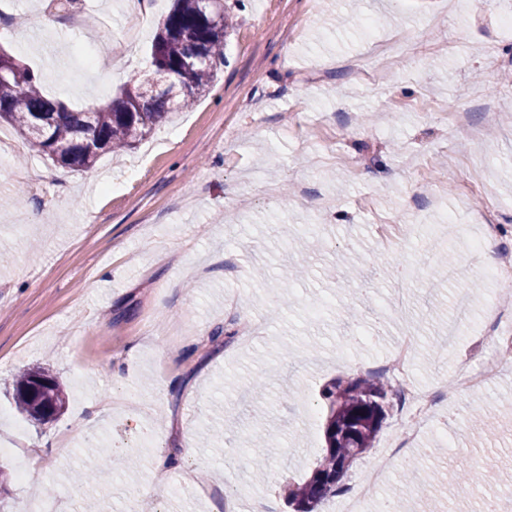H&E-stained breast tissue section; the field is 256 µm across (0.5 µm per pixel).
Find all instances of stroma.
Wrapping results in <instances>:
<instances>
[{"label": "stroma", "mask_w": 512, "mask_h": 512, "mask_svg": "<svg viewBox=\"0 0 512 512\" xmlns=\"http://www.w3.org/2000/svg\"><path fill=\"white\" fill-rule=\"evenodd\" d=\"M171 6L160 0L145 19L127 0H55L49 10L0 0V47L53 74L46 94L87 111L151 77L147 49ZM224 13L225 64L210 92L120 157L64 168L0 124L11 143L0 150V252L10 256L0 264V443L11 449L0 459V512H25L44 483L56 484L60 512L91 502L128 512L139 498L154 512H210L222 495L237 512L260 500L293 512L285 490L325 448V382L375 371L415 330L414 380L436 385L456 354L436 358L433 340L471 281L482 283L475 321L512 313L483 274L490 256L512 258V0H224ZM104 34L117 46L106 56ZM31 170L47 175L34 189L23 179ZM424 185L440 206L421 196ZM484 212L500 234L466 256L467 278L445 282L420 262L482 235ZM313 225L315 253L305 246ZM353 257L361 276L349 283ZM298 268L304 277L292 279ZM230 322L251 326L254 340L211 341ZM28 365L63 383L58 420L16 411L12 377ZM510 401L512 366L486 391L444 390L409 451L416 480H440L430 501L403 512H475L459 492L457 448H481L512 482V417L489 445L470 423L477 408ZM410 420L387 407L345 490ZM259 431L276 446L261 483L236 461ZM102 440L118 450L111 466L71 486L64 444L90 462ZM36 444L47 465L19 480L17 463ZM174 451L192 492L155 483L153 457Z\"/></svg>", "instance_id": "1"}]
</instances>
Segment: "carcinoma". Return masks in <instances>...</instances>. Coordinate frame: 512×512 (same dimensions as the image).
<instances>
[{"label": "carcinoma", "instance_id": "obj_1", "mask_svg": "<svg viewBox=\"0 0 512 512\" xmlns=\"http://www.w3.org/2000/svg\"><path fill=\"white\" fill-rule=\"evenodd\" d=\"M224 15V0H174L150 47V65L155 74L165 71L188 92L176 102L153 89L148 81H130L120 87L103 107L91 112H72L62 102L46 97L47 75L36 73L0 47L12 89L0 92V122H6L28 141L33 150L52 162L69 168L90 169L105 153L130 149L144 140L153 127L172 112L193 105L214 84L224 65V38L228 25L215 18ZM199 56L193 65L188 61ZM38 381L49 386L36 396L30 387ZM15 404L26 416L41 422L57 420L66 404L59 381L48 371L25 368L14 380ZM398 389L384 382V374L336 378L319 392L325 413L324 455L311 476L286 491L294 512H315L325 499L341 492L348 467L374 447L385 418L388 395ZM112 448L102 444L95 461L73 469L82 483L94 471L109 464ZM488 470L463 464L460 483L469 487L489 485Z\"/></svg>", "mask_w": 512, "mask_h": 512}]
</instances>
